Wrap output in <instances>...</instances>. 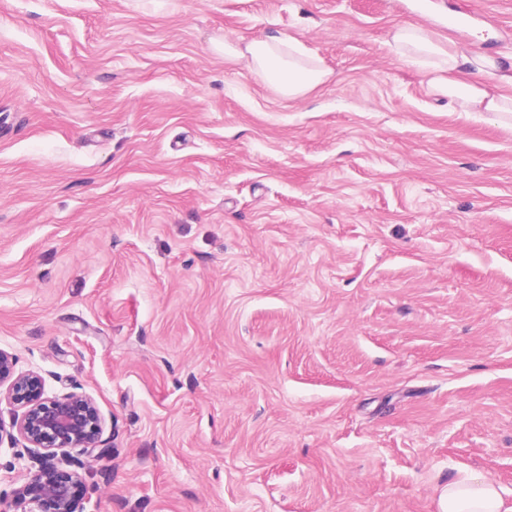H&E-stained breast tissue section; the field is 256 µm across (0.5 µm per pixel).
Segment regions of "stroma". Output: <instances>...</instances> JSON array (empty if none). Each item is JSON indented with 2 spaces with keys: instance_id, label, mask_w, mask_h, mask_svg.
<instances>
[{
  "instance_id": "1",
  "label": "stroma",
  "mask_w": 512,
  "mask_h": 512,
  "mask_svg": "<svg viewBox=\"0 0 512 512\" xmlns=\"http://www.w3.org/2000/svg\"><path fill=\"white\" fill-rule=\"evenodd\" d=\"M405 22L512 96V0H0V348L100 407L90 512L512 506V117ZM279 34L296 99L213 48ZM394 43L413 52L432 67L434 73L448 72V100L465 112H504L512 114V97L490 95L487 80L495 76L496 64L488 57L461 55L450 41L438 40L425 27L405 23L396 29ZM467 70L471 78L462 80L457 74ZM440 512H511L501 487L487 475H471L448 481L439 495Z\"/></svg>"
}]
</instances>
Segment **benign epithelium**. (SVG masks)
<instances>
[{"label":"benign epithelium","mask_w":512,"mask_h":512,"mask_svg":"<svg viewBox=\"0 0 512 512\" xmlns=\"http://www.w3.org/2000/svg\"><path fill=\"white\" fill-rule=\"evenodd\" d=\"M16 356L0 349V398L17 409L0 418V445L8 442L23 481L10 492V512H86L80 457L110 449L102 440L104 416L90 396L49 394L45 376L17 369Z\"/></svg>","instance_id":"benign-epithelium-1"}]
</instances>
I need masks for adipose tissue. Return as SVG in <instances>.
I'll return each instance as SVG.
<instances>
[{"label": "adipose tissue", "instance_id": "adipose-tissue-1", "mask_svg": "<svg viewBox=\"0 0 512 512\" xmlns=\"http://www.w3.org/2000/svg\"><path fill=\"white\" fill-rule=\"evenodd\" d=\"M394 43L413 52L432 67L447 73L448 99L467 112H512V97L492 95L487 82L495 76L496 64L487 57L461 55L456 46L438 40L425 27L405 23L396 29ZM225 54L242 62L282 96L296 99L322 84L326 71L307 58L293 38H256L244 47L225 45ZM440 512H512L506 507L499 484L486 475L450 480L439 495Z\"/></svg>", "mask_w": 512, "mask_h": 512}]
</instances>
